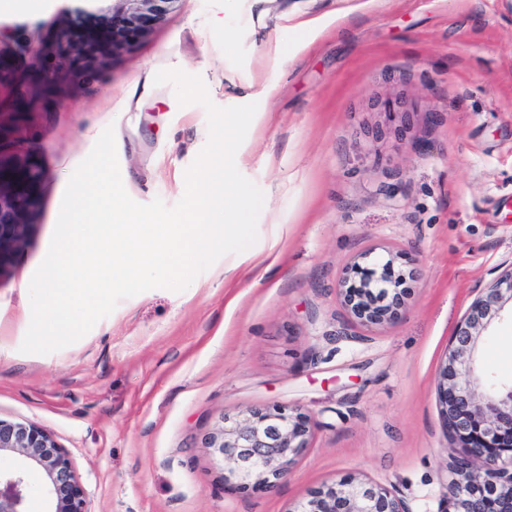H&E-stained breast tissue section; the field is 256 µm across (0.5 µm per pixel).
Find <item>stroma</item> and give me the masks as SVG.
Here are the masks:
<instances>
[{
	"instance_id": "obj_1",
	"label": "stroma",
	"mask_w": 512,
	"mask_h": 512,
	"mask_svg": "<svg viewBox=\"0 0 512 512\" xmlns=\"http://www.w3.org/2000/svg\"><path fill=\"white\" fill-rule=\"evenodd\" d=\"M36 0L0 16V156L36 153V225L0 266V420L64 448L89 512H296L355 479L444 512L449 441L436 395L473 301L512 271V8L505 0H179L86 74L19 80L72 16ZM161 70L257 111L235 158L264 194L256 243L184 290L121 300L81 339L20 350L29 285L70 176L113 129L135 201L175 205L208 139ZM418 266L390 324L364 327L337 284L359 253ZM482 364L512 378V320ZM297 408L312 437L272 488L242 489L204 442L259 406Z\"/></svg>"
}]
</instances>
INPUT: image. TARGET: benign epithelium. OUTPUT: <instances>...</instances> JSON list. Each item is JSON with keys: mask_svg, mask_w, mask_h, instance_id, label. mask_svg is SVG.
Wrapping results in <instances>:
<instances>
[{"mask_svg": "<svg viewBox=\"0 0 512 512\" xmlns=\"http://www.w3.org/2000/svg\"><path fill=\"white\" fill-rule=\"evenodd\" d=\"M176 0H113L108 24L87 27L79 19L60 31L52 54L79 69L99 64L132 36L149 30ZM43 169L30 152L0 158V266L36 224ZM418 269L394 268L393 254L365 252L347 267L338 295L360 324L397 319L404 284ZM358 282H351L352 278ZM512 312V273L499 277L457 326L438 383L448 438L460 452L448 463L446 512H512V382L492 381L479 368L480 346L493 324ZM311 417L285 408H254L223 417L205 440L213 459L227 467L224 479L238 487H273L308 447ZM11 452L41 470L52 500L50 512H88L86 495L67 452L45 431L0 420V453ZM24 477L0 475V512H27ZM295 512H410L389 490L350 481L314 491Z\"/></svg>", "mask_w": 512, "mask_h": 512, "instance_id": "obj_1", "label": "benign epithelium"}]
</instances>
